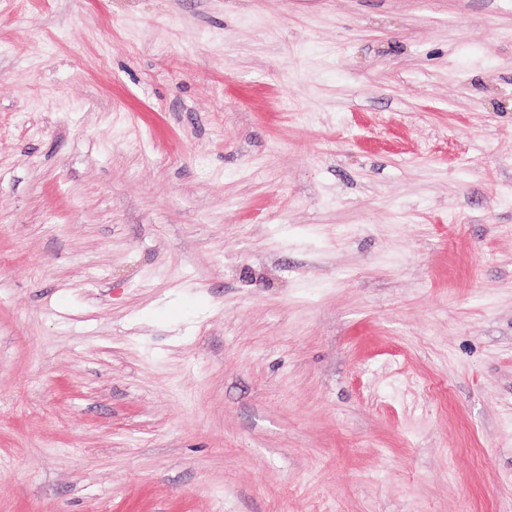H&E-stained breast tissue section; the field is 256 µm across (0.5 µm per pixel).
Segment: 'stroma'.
<instances>
[{"mask_svg": "<svg viewBox=\"0 0 512 512\" xmlns=\"http://www.w3.org/2000/svg\"><path fill=\"white\" fill-rule=\"evenodd\" d=\"M0 512H512V0H0Z\"/></svg>", "mask_w": 512, "mask_h": 512, "instance_id": "stroma-1", "label": "stroma"}]
</instances>
